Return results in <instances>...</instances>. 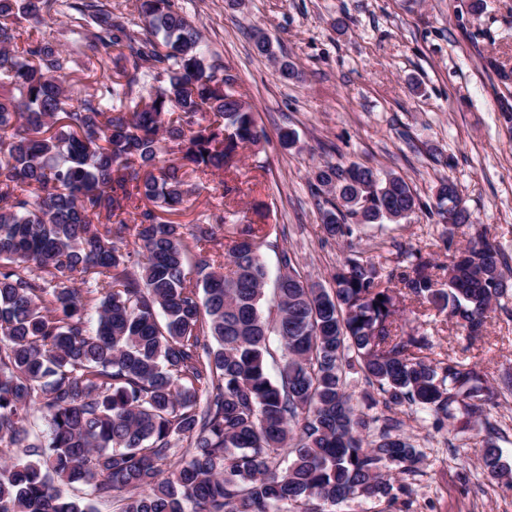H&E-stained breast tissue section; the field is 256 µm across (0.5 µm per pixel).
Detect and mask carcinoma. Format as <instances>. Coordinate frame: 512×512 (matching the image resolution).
<instances>
[{"mask_svg": "<svg viewBox=\"0 0 512 512\" xmlns=\"http://www.w3.org/2000/svg\"><path fill=\"white\" fill-rule=\"evenodd\" d=\"M138 11L141 34L103 0H0V446L21 449L0 464V512H96L114 492L125 493L120 512L393 505L385 470L414 476L423 453L398 419L353 403L350 370L381 397L369 410L416 406L462 430L496 428L480 419L487 371L425 355L428 337L399 323L383 281L477 336L512 288L503 251L477 228L447 265L417 250L385 275L352 254L326 288L284 250L268 320L258 252L268 225H242L224 256L214 249L224 213L197 219L190 245L168 219L264 131L171 0H139ZM59 17L72 23L64 51L42 34ZM24 22L37 36L20 48ZM87 48L96 60L75 95L64 78ZM313 188L331 195L322 224L337 239L422 206L403 176L355 162L318 168ZM435 199L450 245L471 215L449 178ZM272 334L277 380L266 367ZM34 410L47 423L36 442ZM181 439L192 453L170 469ZM481 468L490 480L506 473L495 444ZM74 484L82 496L65 491Z\"/></svg>", "mask_w": 512, "mask_h": 512, "instance_id": "1", "label": "carcinoma"}]
</instances>
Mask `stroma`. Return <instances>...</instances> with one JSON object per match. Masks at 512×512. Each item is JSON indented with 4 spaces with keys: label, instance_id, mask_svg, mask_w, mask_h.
<instances>
[{
    "label": "stroma",
    "instance_id": "35a3bbf8",
    "mask_svg": "<svg viewBox=\"0 0 512 512\" xmlns=\"http://www.w3.org/2000/svg\"><path fill=\"white\" fill-rule=\"evenodd\" d=\"M201 31L209 54L228 67L266 139L241 151L237 173H216L193 204L177 215L184 232L200 214L235 211L218 232L224 250L237 224L269 211L273 229L259 253L270 273L289 251L301 271L327 279L357 253L392 270L415 250L448 261L440 227L428 213L435 187L452 179L472 214L512 260V0H173ZM265 33L276 56L258 55L252 31ZM300 76L283 80L277 60ZM296 133L285 145L283 130ZM441 153L434 161L433 153ZM363 163L403 175L423 203L408 222L359 226L340 241L323 230L311 194L325 163ZM236 194L223 196V185ZM402 306L430 337L435 358L454 356L483 365L490 383L512 374V298L490 313L479 337L446 314ZM484 418L499 427L460 433L452 421L421 410L400 412L404 430L424 458L399 506L362 497L336 512H512V477L487 481L480 468L486 439H494L512 468V394L487 403Z\"/></svg>",
    "mask_w": 512,
    "mask_h": 512
}]
</instances>
